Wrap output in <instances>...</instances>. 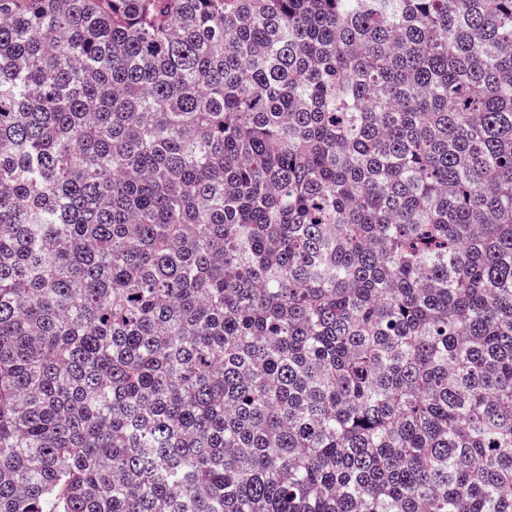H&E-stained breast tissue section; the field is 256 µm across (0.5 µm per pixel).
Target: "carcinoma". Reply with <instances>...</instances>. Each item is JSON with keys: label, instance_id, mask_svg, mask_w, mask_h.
Wrapping results in <instances>:
<instances>
[{"label": "carcinoma", "instance_id": "cac0c4a2", "mask_svg": "<svg viewBox=\"0 0 512 512\" xmlns=\"http://www.w3.org/2000/svg\"><path fill=\"white\" fill-rule=\"evenodd\" d=\"M0 512H512V0H0Z\"/></svg>", "mask_w": 512, "mask_h": 512}]
</instances>
